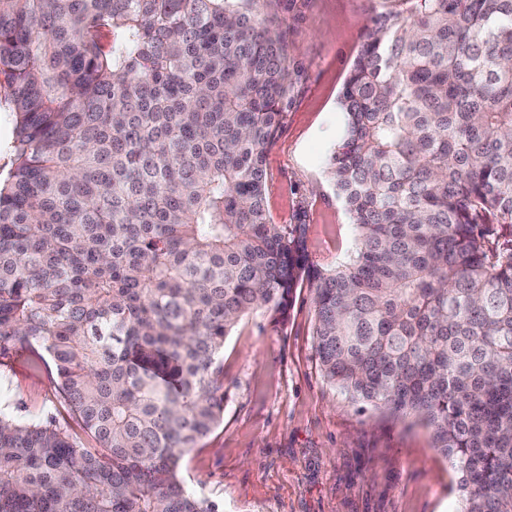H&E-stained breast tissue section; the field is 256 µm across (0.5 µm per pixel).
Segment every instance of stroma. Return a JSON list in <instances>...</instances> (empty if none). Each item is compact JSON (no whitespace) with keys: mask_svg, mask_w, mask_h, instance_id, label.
Segmentation results:
<instances>
[{"mask_svg":"<svg viewBox=\"0 0 512 512\" xmlns=\"http://www.w3.org/2000/svg\"><path fill=\"white\" fill-rule=\"evenodd\" d=\"M386 0H268L294 83L266 157L275 223H304L311 262L336 266L355 245L328 167L345 117L339 96L369 18ZM314 290L302 283L285 323L259 311L224 340V418L183 459L186 487L224 512H459L460 474L423 420L353 403L322 376ZM45 358L0 359V408L26 421L61 412Z\"/></svg>","mask_w":512,"mask_h":512,"instance_id":"obj_1","label":"stroma"}]
</instances>
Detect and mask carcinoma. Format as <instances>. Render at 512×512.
Wrapping results in <instances>:
<instances>
[{"mask_svg": "<svg viewBox=\"0 0 512 512\" xmlns=\"http://www.w3.org/2000/svg\"><path fill=\"white\" fill-rule=\"evenodd\" d=\"M264 2L0 0V357L43 349L67 411L0 412V512H222L181 477L224 415L217 357L305 280L327 382L431 426L460 512H512V240H485L512 224V0L369 20L331 270L265 207L292 81ZM14 121L10 112L0 110V172L4 178L11 168L12 145L14 141Z\"/></svg>", "mask_w": 512, "mask_h": 512, "instance_id": "1", "label": "carcinoma"}]
</instances>
